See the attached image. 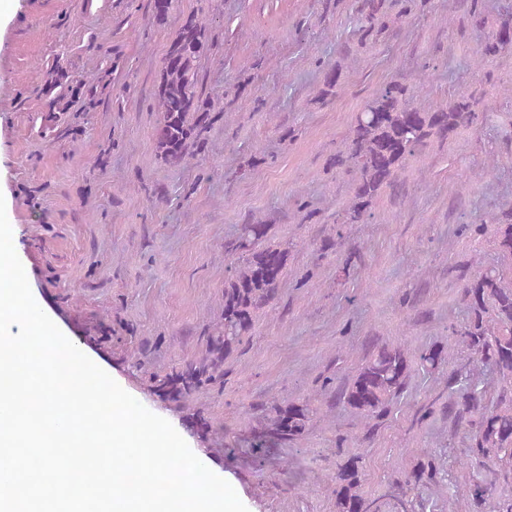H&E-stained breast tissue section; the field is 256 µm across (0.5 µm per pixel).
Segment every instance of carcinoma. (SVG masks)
<instances>
[{
	"label": "carcinoma",
	"mask_w": 512,
	"mask_h": 512,
	"mask_svg": "<svg viewBox=\"0 0 512 512\" xmlns=\"http://www.w3.org/2000/svg\"><path fill=\"white\" fill-rule=\"evenodd\" d=\"M381 9V0H360L366 35L389 26ZM205 42V24L192 18L162 59L154 137L160 158L174 166L191 155L212 124L214 103L203 97L200 78ZM511 49L512 11L506 7L478 49L477 60L485 64ZM340 78L339 68H327L318 96L325 101L336 95ZM43 82L49 89L66 87L88 97L94 92L92 86L70 80L59 65L44 72ZM413 97L407 84L390 81L355 114L351 136L334 157V164L350 177L352 196L336 215V238L328 239L329 246L338 244L343 225L372 222L374 199L396 184L406 162L430 142H444L461 128L476 129L489 120L486 105L473 93L435 109L414 104ZM490 224L496 225V262L476 266L463 288L464 321L448 326L449 339L468 363L491 375L488 382L465 365L448 374V418L468 432L462 459L468 477L460 485L448 482V493L462 497L472 512H512V210L481 224H461L458 231L480 237ZM269 233L268 224H240L235 239L224 244V253L236 262L224 282L222 321L207 338L200 359L158 379L163 397L180 402L202 389L224 386V360L250 335L257 314L274 307L286 275L288 251L268 243ZM412 357L422 373L432 375L445 362V347L433 344L411 353L400 344H377L363 355L352 376L336 386V400L360 422L364 437L374 435L407 392ZM316 414L307 401L272 403L251 429L254 447L267 442L294 447ZM443 472L441 460L425 452L383 495L372 497L361 490L359 459L351 458L338 466L331 487L336 512H415L414 492L443 481Z\"/></svg>",
	"instance_id": "cac0c4a2"
}]
</instances>
